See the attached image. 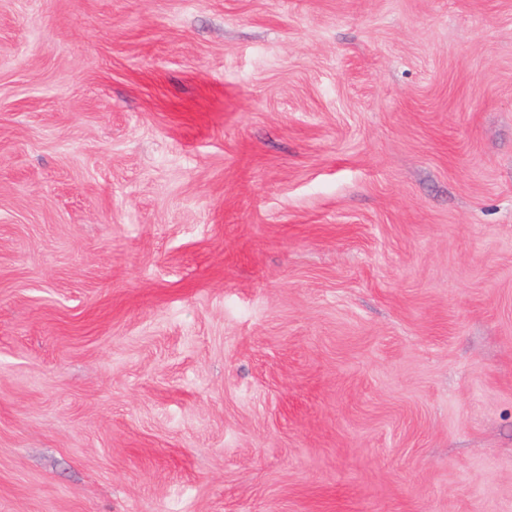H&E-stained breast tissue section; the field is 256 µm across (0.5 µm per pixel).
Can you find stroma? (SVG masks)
Returning a JSON list of instances; mask_svg holds the SVG:
<instances>
[{
  "instance_id": "stroma-1",
  "label": "stroma",
  "mask_w": 512,
  "mask_h": 512,
  "mask_svg": "<svg viewBox=\"0 0 512 512\" xmlns=\"http://www.w3.org/2000/svg\"><path fill=\"white\" fill-rule=\"evenodd\" d=\"M0 512H512V0H0Z\"/></svg>"
}]
</instances>
